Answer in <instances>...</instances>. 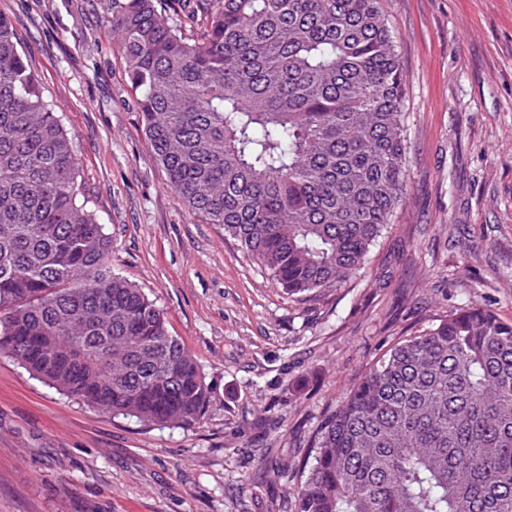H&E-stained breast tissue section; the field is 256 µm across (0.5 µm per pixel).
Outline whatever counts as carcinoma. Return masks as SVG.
Wrapping results in <instances>:
<instances>
[{
	"label": "carcinoma",
	"instance_id": "cac0c4a2",
	"mask_svg": "<svg viewBox=\"0 0 512 512\" xmlns=\"http://www.w3.org/2000/svg\"><path fill=\"white\" fill-rule=\"evenodd\" d=\"M95 0L186 207L288 295L346 283L402 203L405 81L380 0ZM79 160L0 14V355L114 416L212 388L79 203ZM292 512H512V323L464 305L387 349L314 435Z\"/></svg>",
	"mask_w": 512,
	"mask_h": 512
}]
</instances>
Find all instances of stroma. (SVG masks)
Returning <instances> with one entry per match:
<instances>
[{
	"label": "stroma",
	"instance_id": "1",
	"mask_svg": "<svg viewBox=\"0 0 512 512\" xmlns=\"http://www.w3.org/2000/svg\"><path fill=\"white\" fill-rule=\"evenodd\" d=\"M382 8L406 194L345 285L291 297L168 186L93 0H0L73 140L109 270L213 389L201 424L146 426L1 355L0 512H289L312 432L383 352L465 304L512 323V0Z\"/></svg>",
	"mask_w": 512,
	"mask_h": 512
}]
</instances>
